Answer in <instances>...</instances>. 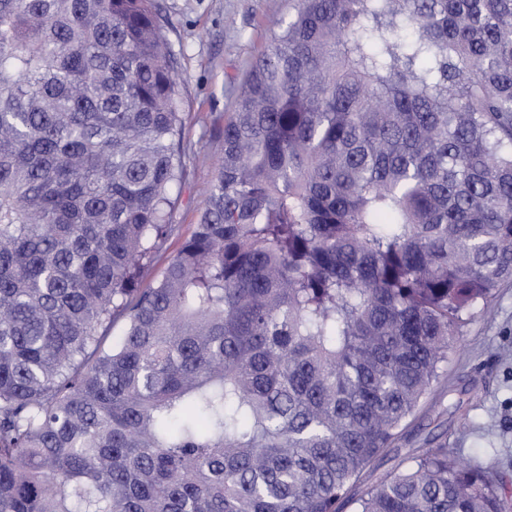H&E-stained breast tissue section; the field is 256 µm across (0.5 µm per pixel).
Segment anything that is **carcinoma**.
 Here are the masks:
<instances>
[{"instance_id":"cac0c4a2","label":"carcinoma","mask_w":512,"mask_h":512,"mask_svg":"<svg viewBox=\"0 0 512 512\" xmlns=\"http://www.w3.org/2000/svg\"><path fill=\"white\" fill-rule=\"evenodd\" d=\"M184 98L156 0H0V512H508L351 491L512 280V0H294L144 285Z\"/></svg>"}]
</instances>
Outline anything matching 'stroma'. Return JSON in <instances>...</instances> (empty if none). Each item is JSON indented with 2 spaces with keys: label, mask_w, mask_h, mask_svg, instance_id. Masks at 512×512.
<instances>
[{
  "label": "stroma",
  "mask_w": 512,
  "mask_h": 512,
  "mask_svg": "<svg viewBox=\"0 0 512 512\" xmlns=\"http://www.w3.org/2000/svg\"><path fill=\"white\" fill-rule=\"evenodd\" d=\"M163 33L177 54L187 87L184 142L191 155L176 232L157 253L163 268L195 227L200 190L217 175V134L231 112L273 19L291 12V0H157ZM448 443L457 455L504 474L512 499V282L497 288L487 310L462 325L448 365L391 450L371 462L356 484L363 492L394 471L411 450Z\"/></svg>",
  "instance_id": "stroma-1"
}]
</instances>
